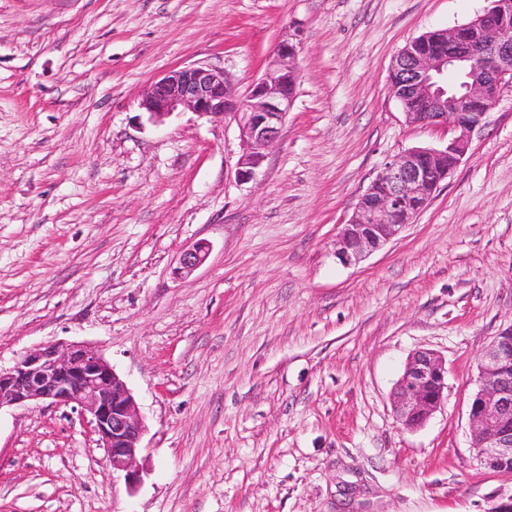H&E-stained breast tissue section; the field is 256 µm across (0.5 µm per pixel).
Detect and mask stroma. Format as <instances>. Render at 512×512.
<instances>
[{"label":"stroma","instance_id":"1","mask_svg":"<svg viewBox=\"0 0 512 512\" xmlns=\"http://www.w3.org/2000/svg\"><path fill=\"white\" fill-rule=\"evenodd\" d=\"M487 4L0 0V367L95 346L146 426L131 493L77 412L0 409V512H483L512 491L469 423L512 327V88L413 223L334 256L384 163L448 140L409 122L392 57ZM290 35L294 105L252 181L233 120L140 107L192 63L246 93ZM199 242L205 263L175 275ZM420 349L447 389L409 431L392 392Z\"/></svg>","mask_w":512,"mask_h":512}]
</instances>
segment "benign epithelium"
I'll use <instances>...</instances> for the list:
<instances>
[{
  "instance_id": "7a95c632",
  "label": "benign epithelium",
  "mask_w": 512,
  "mask_h": 512,
  "mask_svg": "<svg viewBox=\"0 0 512 512\" xmlns=\"http://www.w3.org/2000/svg\"><path fill=\"white\" fill-rule=\"evenodd\" d=\"M512 14V0H491L466 23L437 30L424 51L406 44L390 65L391 89L414 123L445 128L441 147L408 148L386 162L363 193L351 220L342 225L335 256L343 265L357 263L398 236L429 204L439 184L466 154L475 130L486 119L501 90L512 87V38L500 35ZM300 43L280 41L264 73L240 96L224 70L194 63L167 71L147 85L141 107L160 120L181 108L201 116L229 117L242 143L238 176L249 181L277 139L294 95L288 87L299 78ZM466 71V83L448 94V71ZM199 242L186 250L176 274L188 275L208 258ZM512 328L490 343L479 366L478 389L469 411L471 448L483 468L512 474ZM447 370L431 350L414 352L396 383L393 406L407 430L423 426L444 399ZM40 402L80 412L105 448L112 471L134 491L142 483L141 440L145 424L132 391L102 352L75 344L29 350L13 366L0 368V408Z\"/></svg>"
}]
</instances>
